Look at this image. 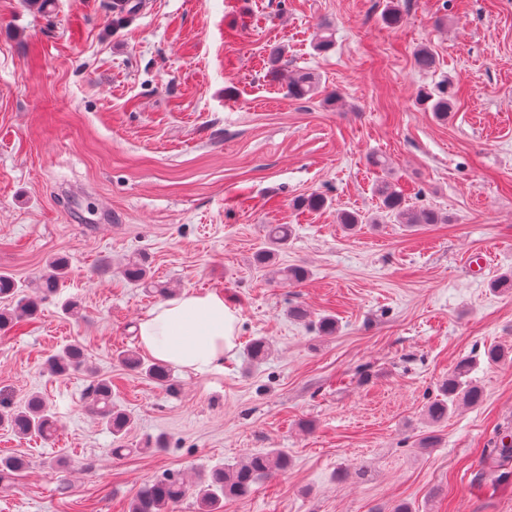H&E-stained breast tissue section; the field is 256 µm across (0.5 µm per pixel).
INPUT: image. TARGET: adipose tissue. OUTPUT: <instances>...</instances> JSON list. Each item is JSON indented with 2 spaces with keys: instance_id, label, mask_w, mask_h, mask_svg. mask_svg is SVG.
<instances>
[{
  "instance_id": "adipose-tissue-1",
  "label": "adipose tissue",
  "mask_w": 512,
  "mask_h": 512,
  "mask_svg": "<svg viewBox=\"0 0 512 512\" xmlns=\"http://www.w3.org/2000/svg\"><path fill=\"white\" fill-rule=\"evenodd\" d=\"M238 318L215 293H185L141 318L139 345L154 359L194 371L222 369L237 335Z\"/></svg>"
}]
</instances>
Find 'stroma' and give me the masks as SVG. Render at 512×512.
Returning a JSON list of instances; mask_svg holds the SVG:
<instances>
[{
	"label": "stroma",
	"mask_w": 512,
	"mask_h": 512,
	"mask_svg": "<svg viewBox=\"0 0 512 512\" xmlns=\"http://www.w3.org/2000/svg\"><path fill=\"white\" fill-rule=\"evenodd\" d=\"M103 3L42 14L0 0V274L27 290L52 258L67 262L37 317L0 332V392L17 407L41 394L59 422L49 440L0 426V456L29 463L0 483V512H129L163 473L194 483L273 449L287 472L224 512H512V460L485 454L512 432V361L484 355L512 348V294L492 289L512 272V0H142L121 19ZM421 46L434 71L415 68ZM279 50L288 70L320 76L319 95L288 97L269 74ZM446 81L455 110L442 122L417 92ZM385 180L447 223L379 219ZM313 192L327 208H293ZM344 210L364 216L360 230L339 224ZM268 224L292 225L276 264L305 267V281L256 269ZM132 256L237 312L223 370L174 369L172 391L118 363L161 302L121 278ZM295 304L306 320L289 317ZM260 337L271 353L256 364ZM74 340L86 370L47 373ZM466 358L482 404L430 423ZM97 374L134 417L120 456L87 410ZM159 435L162 452L147 445Z\"/></svg>",
	"instance_id": "35a3bbf8"
}]
</instances>
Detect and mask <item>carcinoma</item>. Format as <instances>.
<instances>
[{
	"label": "carcinoma",
	"instance_id": "1",
	"mask_svg": "<svg viewBox=\"0 0 512 512\" xmlns=\"http://www.w3.org/2000/svg\"><path fill=\"white\" fill-rule=\"evenodd\" d=\"M139 8L137 0H109L106 9L118 14L131 15ZM414 66L420 71L434 68L436 59L431 49L418 48L413 56ZM319 88L318 77L310 71H299L288 78L287 92L294 100L303 101L314 97ZM418 99L427 104L437 119L448 120L454 109L453 96L439 87L434 91L421 89ZM380 209L404 224H440L442 218L431 209H413L407 206L403 193L387 181L376 187ZM327 200L311 194L293 201L298 210H320ZM292 235L288 224H271L265 233L266 247L258 250L255 263L266 268L275 261L276 252L286 247ZM66 265L60 259L48 262L38 276L39 296L35 298L23 294V289L7 275H0V298L10 303L0 306V331L13 327L24 318H31L38 312V301L57 292L64 278ZM123 277L146 287L152 286L150 270L146 263L137 258H129L123 265ZM120 363L169 388L174 387L171 366L156 360L146 361L135 349H129L120 356ZM46 369L53 375L65 376L86 366L83 345L74 341L62 350L50 355L45 362ZM471 361H460L448 375L441 388V397L427 406V417L437 423L448 415L449 406H477L483 400L482 389L468 379ZM89 411L96 419L109 428L117 442H122L131 429L132 420L128 413L112 405V380L96 377L89 388ZM0 425H6L21 438L37 433L43 438L52 437L58 429L57 419L50 413L43 398L32 394L27 402L18 408H11L0 400ZM27 465L21 456L0 457V479L10 474L22 472ZM288 468V456L281 451L264 455H250L231 469H214L199 485H189L175 474H166L144 485L135 495L130 512H174L184 499L195 498L198 512H222V500L244 497L261 478H267Z\"/></svg>",
	"mask_w": 512,
	"mask_h": 512
}]
</instances>
